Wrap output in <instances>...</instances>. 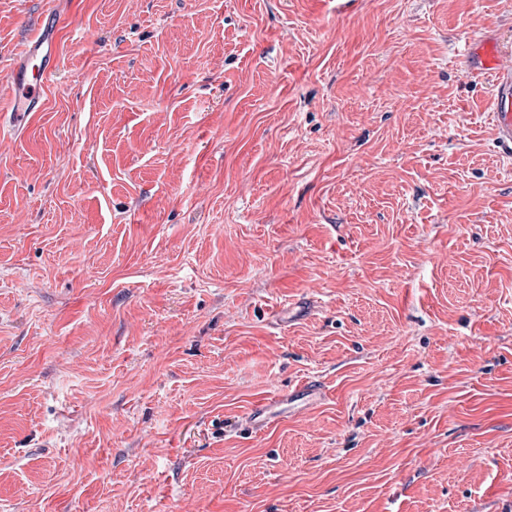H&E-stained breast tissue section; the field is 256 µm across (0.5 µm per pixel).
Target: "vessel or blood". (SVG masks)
Returning <instances> with one entry per match:
<instances>
[{
	"label": "vessel or blood",
	"mask_w": 512,
	"mask_h": 512,
	"mask_svg": "<svg viewBox=\"0 0 512 512\" xmlns=\"http://www.w3.org/2000/svg\"><path fill=\"white\" fill-rule=\"evenodd\" d=\"M58 19L47 23L43 38L31 40L25 47L19 60L13 61L8 76L13 86L11 116L14 123H23L29 113L40 111L43 106L42 90L54 75L56 68V36ZM498 44H486L477 49H467L465 61L476 72L486 73L493 70L495 58L499 53ZM495 112L493 114L495 131L498 138L512 144V73L502 72L497 76ZM324 390L320 381L308 380L295 390L277 394L256 402L249 410L246 425L250 432L260 434L271 425L272 408L302 398L317 402L322 399Z\"/></svg>",
	"instance_id": "vessel-or-blood-1"
}]
</instances>
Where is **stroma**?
Segmentation results:
<instances>
[{
	"label": "stroma",
	"instance_id": "1",
	"mask_svg": "<svg viewBox=\"0 0 512 512\" xmlns=\"http://www.w3.org/2000/svg\"><path fill=\"white\" fill-rule=\"evenodd\" d=\"M0 512H512V0H0ZM266 432L251 404L306 378ZM59 22L60 18L49 20L44 37L32 39L20 60L9 66L8 76L13 86L10 116L14 124H22L29 112H38L43 106L42 90L56 68L55 42ZM46 42L47 48L44 47ZM500 52L498 44H486L481 48L473 49L468 46L465 53L467 65L478 73H488L492 71L495 64L496 55ZM494 126L497 137L512 144V73L500 72L497 76ZM324 390L319 380H307L298 388L288 393L277 394L273 397L256 402L249 410L246 417V425L251 433L260 434L270 428L271 409L284 403L308 398L312 402L322 399Z\"/></svg>",
	"mask_w": 512,
	"mask_h": 512
}]
</instances>
